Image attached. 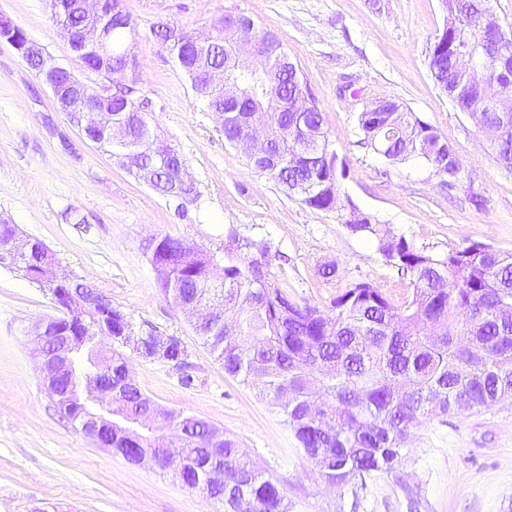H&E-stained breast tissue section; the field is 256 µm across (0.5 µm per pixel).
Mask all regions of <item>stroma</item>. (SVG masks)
<instances>
[{"mask_svg": "<svg viewBox=\"0 0 512 512\" xmlns=\"http://www.w3.org/2000/svg\"><path fill=\"white\" fill-rule=\"evenodd\" d=\"M131 14L139 88L161 142L183 155L197 194L184 203L137 182L104 149L81 138L48 87L0 45V220L41 240L76 279L122 307L135 325L182 339L195 382L184 387L160 363L133 359L135 380L158 404L197 416L236 438L283 488L290 512H512V405L424 421L411 429L400 476L379 474L354 491L324 483L282 412L225 374L182 313L167 302L147 260L152 239L224 249L225 227L269 242L273 270L296 298L327 308L351 283L393 297L406 278L381 260L372 238L335 214L286 195L224 140L211 112L151 34L165 20L208 31L243 13L274 32L301 68L347 164L343 196L393 233L445 253L471 242L512 253V173L487 136L440 91L428 50L445 23L440 0H123ZM9 17L58 62L72 52L48 0H0ZM399 101L453 146L459 171L446 188L416 160L391 163L357 146V116L371 98ZM335 278L321 277L325 263ZM51 300L0 267V512H223L198 490L148 465H132L59 416L39 370L30 330L55 317ZM419 499L410 510L398 485Z\"/></svg>", "mask_w": 512, "mask_h": 512, "instance_id": "stroma-1", "label": "stroma"}]
</instances>
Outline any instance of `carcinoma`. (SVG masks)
Listing matches in <instances>:
<instances>
[{
    "label": "carcinoma",
    "instance_id": "carcinoma-1",
    "mask_svg": "<svg viewBox=\"0 0 512 512\" xmlns=\"http://www.w3.org/2000/svg\"><path fill=\"white\" fill-rule=\"evenodd\" d=\"M487 10L494 0H449L446 24L435 35L441 53L428 56L436 84L469 89L463 101L478 127L496 126L498 163L512 171V112L482 108L474 74L463 79L451 70V56L470 42L461 26L475 14L474 2ZM112 29V48L119 50L134 31L132 19ZM251 17L230 29L216 21L205 35L211 64H224V48L234 36L256 34ZM270 66L263 78L236 72L258 107L231 114L224 140L235 145L243 126L264 130L275 145L270 165L249 163L273 177L290 196L307 206L336 214L355 234L371 237L385 263L410 280L411 292L396 302L369 281L350 284L321 309L293 299L272 272L277 254L265 240L224 229L222 268L224 288H211V265L217 255L202 248H185L184 240L164 236L146 253L165 299L179 310L193 300L219 296L224 325L195 328L224 372L255 387L279 407L304 453L319 467L324 481L337 487H363L376 474L400 470L407 433L434 417L488 407L512 400V253L472 242L461 249L435 254L417 247L403 235L380 227L375 218L340 200L344 169L331 148L325 112H292L291 101L312 95L284 41L271 34ZM191 87L200 84L196 49L188 44L171 52ZM139 88L112 98V113L134 117L128 144H139L151 127L146 112H129ZM357 146L390 162L423 160L440 176L453 177L454 148L437 129L396 101L382 112H361ZM156 167L152 190L167 197L169 166ZM112 336L109 349L101 337L76 324L56 322L54 336L69 330L85 344L83 357L112 375V454L131 464L149 454L156 467L170 472L185 486L199 489L224 504V512H289L288 498L277 481L258 470L232 437L209 422L169 410L144 394L134 380L131 358L116 341L131 317L119 306L109 309ZM462 324L469 342L461 344L454 326ZM166 358L178 366L180 381H195L187 346L173 337ZM62 417L83 421L90 413L73 387L60 383L52 392ZM220 456L221 483L206 477V462Z\"/></svg>",
    "mask_w": 512,
    "mask_h": 512
}]
</instances>
